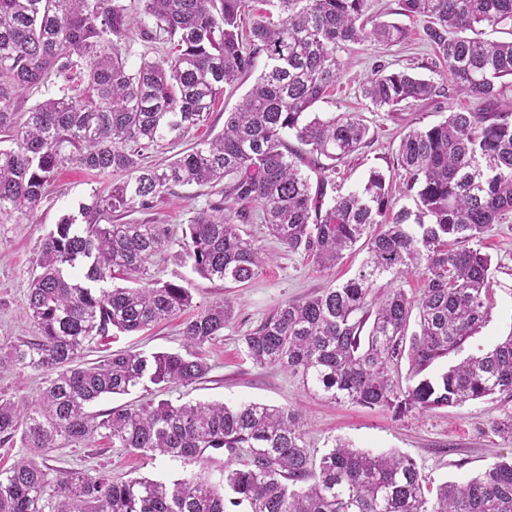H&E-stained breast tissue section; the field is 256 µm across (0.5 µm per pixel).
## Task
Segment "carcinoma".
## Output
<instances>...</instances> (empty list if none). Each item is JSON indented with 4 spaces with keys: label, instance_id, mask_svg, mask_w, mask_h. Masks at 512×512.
<instances>
[{
    "label": "carcinoma",
    "instance_id": "obj_1",
    "mask_svg": "<svg viewBox=\"0 0 512 512\" xmlns=\"http://www.w3.org/2000/svg\"><path fill=\"white\" fill-rule=\"evenodd\" d=\"M155 21L163 53L128 68L122 45L135 19L123 0H0V223L31 216L55 171L76 164L123 175L93 191L45 238L25 294L37 329L0 342V369L44 373L34 398L0 399V443L20 440L25 456L0 473V512H512V461L465 482L434 488L410 458L374 454L338 439L314 461L302 414L260 402L174 404L172 384L193 385L210 366L199 350L234 316L226 300L183 322L185 353L113 351L79 363L87 345L133 333L193 308L182 285L150 272L168 251L162 224H104L114 213L149 210L174 186L224 181V201L187 225L170 255L200 277L244 285L271 261L243 235L258 220L291 253L331 268L367 238L354 277L303 300L286 301L242 337L253 365L296 377L328 401L382 408L396 416L512 395V331L481 356L440 374L423 372L459 351L485 323L491 256L483 239L512 212V113L497 107L498 82L512 77V41L466 36L479 26L512 27V0H400L424 19V34L448 69V88L476 104L400 140L398 163L416 210L395 209L392 181L370 171L363 186L332 198L336 162L358 151L368 128L352 113H314L342 76L337 49L391 46L402 26L365 14L366 0H267L275 12L246 16L256 0H138ZM260 75L224 130L166 167L144 152L177 143L204 125L242 75ZM63 78V95L15 109L18 93ZM442 87L407 71L381 70L362 96L377 109L437 96ZM333 164L316 185L285 142ZM421 273L420 296L404 284ZM386 280V286L377 282ZM126 282L124 286L113 284ZM408 362L407 383L399 377ZM140 388L146 400L108 412L105 395ZM112 447L196 464L221 451L238 458L221 483L204 472L170 484L114 481L50 464L57 448L96 438Z\"/></svg>",
    "mask_w": 512,
    "mask_h": 512
}]
</instances>
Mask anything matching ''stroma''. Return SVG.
Segmentation results:
<instances>
[{"mask_svg": "<svg viewBox=\"0 0 512 512\" xmlns=\"http://www.w3.org/2000/svg\"><path fill=\"white\" fill-rule=\"evenodd\" d=\"M366 13L405 27L406 40L392 46L351 44L339 50L342 78L330 96L318 103L317 109L356 113L369 128L364 147L337 166L339 193L359 189L370 170L380 169L392 176L397 206L411 209L415 203L404 192L405 173L397 164L401 138L411 129L439 123L450 113L473 108L474 102L452 93L404 105L392 112L374 108L361 94L362 84L374 70L381 67L389 71L407 70L441 84L445 81V67L426 40L422 21L401 14L399 0H367ZM253 82V77L248 76L238 86L226 89L205 125L192 130L181 142L172 145L164 142L149 149V163H167L198 140L220 133L226 113L235 110ZM115 179V174L109 171L96 173L65 165L59 169L32 219L0 223V339L14 341L35 336L36 328L24 302L44 238L64 214L77 212L92 189H107ZM223 188L220 182L176 186L159 199L153 209L132 213L130 219L141 224L164 225L178 238L197 213L221 200ZM243 230L273 256L263 274L246 285L201 278L190 266L165 257L158 258L151 269L154 278L188 288L194 310L225 300L231 301L235 310L222 337L203 349L211 367L206 378L188 387L167 388L165 399L175 403L220 401L229 405L258 401L290 407L299 410L306 422V439L313 457L325 454L336 439L373 453L397 452L412 458L422 476L433 486L468 480L495 462L512 457V441L502 439L491 428L494 420L512 413V398L498 395L471 400L450 409L415 410L396 417L380 408L322 400L305 391L296 377L274 369L256 368L244 353L242 336L279 303L302 299L352 277L364 260L366 250L356 247L337 266L322 268L304 255L286 252L269 236L263 224H247ZM484 244L492 257L488 318L458 353L430 366L428 375L446 370L459 359L486 352L512 332V212L501 223L491 226ZM181 323V318L177 317L146 331L119 335L106 346L90 344L81 361L89 364L108 351L121 349L182 351ZM42 384L41 372L33 369L0 370V397L16 404L31 400ZM53 457L56 466L91 474L104 472L116 480L147 477L170 482L191 471L190 466L182 462L118 450L102 439L89 446L58 449Z\"/></svg>", "mask_w": 512, "mask_h": 512, "instance_id": "stroma-1", "label": "stroma"}]
</instances>
